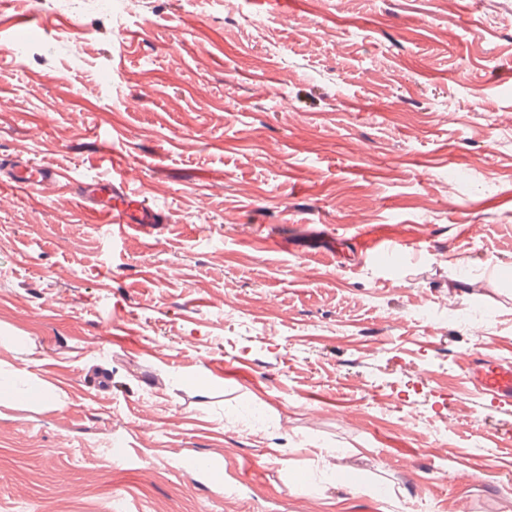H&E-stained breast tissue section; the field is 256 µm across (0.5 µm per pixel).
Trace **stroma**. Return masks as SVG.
<instances>
[{
    "mask_svg": "<svg viewBox=\"0 0 512 512\" xmlns=\"http://www.w3.org/2000/svg\"><path fill=\"white\" fill-rule=\"evenodd\" d=\"M123 2L0 0V371L52 394L0 401V512H512V406L457 357H512V0ZM116 154L149 232L78 193ZM47 182L69 184L72 181L67 174L51 170L32 161H25L17 165L13 176L8 181L15 190L38 189ZM357 236L360 239L359 251L375 259L391 254L398 244H403V240L383 224L361 228Z\"/></svg>",
    "mask_w": 512,
    "mask_h": 512,
    "instance_id": "stroma-1",
    "label": "stroma"
}]
</instances>
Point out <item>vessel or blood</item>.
Listing matches in <instances>:
<instances>
[{"label":"vessel or blood","instance_id":"1","mask_svg":"<svg viewBox=\"0 0 512 512\" xmlns=\"http://www.w3.org/2000/svg\"><path fill=\"white\" fill-rule=\"evenodd\" d=\"M137 172L131 166L120 167L117 177L91 181L84 193L91 204L99 224L108 228L135 224L147 227L153 223V215L142 205L135 194L129 193V184L135 181ZM69 177L62 172L25 161L17 165L9 180L17 190H30L48 182L65 183ZM359 250L372 258L391 254L400 239L389 232L385 225L377 224L359 229ZM471 377L480 395L500 404L512 403V362L498 358L483 360Z\"/></svg>","mask_w":512,"mask_h":512}]
</instances>
